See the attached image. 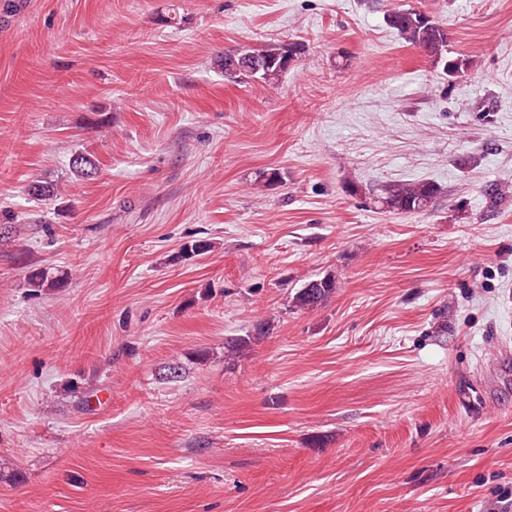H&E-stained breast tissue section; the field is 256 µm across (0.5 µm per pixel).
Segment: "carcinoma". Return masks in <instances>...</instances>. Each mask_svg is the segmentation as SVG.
I'll use <instances>...</instances> for the list:
<instances>
[{"label":"carcinoma","mask_w":512,"mask_h":512,"mask_svg":"<svg viewBox=\"0 0 512 512\" xmlns=\"http://www.w3.org/2000/svg\"><path fill=\"white\" fill-rule=\"evenodd\" d=\"M386 21L401 40L421 49L441 74L452 78L471 66V62L464 58L448 55V28L424 11L393 5L387 11ZM305 53L306 45L298 40L227 51L224 53V80L238 84L252 78L273 85ZM437 193L436 185L431 182H402L376 197L375 203L389 213L419 214L429 210ZM26 279L30 288H63L67 283L66 277L41 268L31 270ZM335 293V279L324 277L301 288L295 304L302 309H311Z\"/></svg>","instance_id":"obj_1"}]
</instances>
